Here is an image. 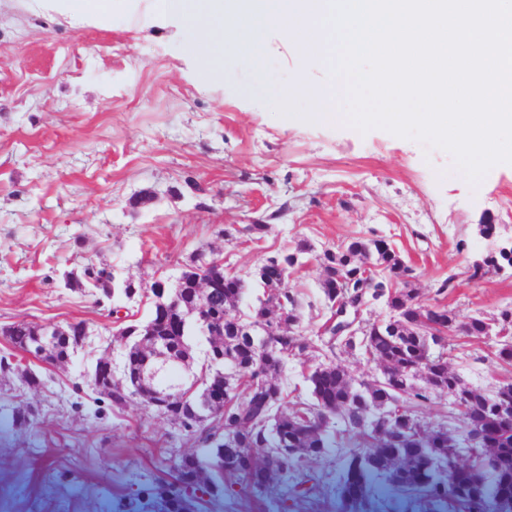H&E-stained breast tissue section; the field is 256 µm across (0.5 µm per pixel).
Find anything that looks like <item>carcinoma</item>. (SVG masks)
<instances>
[{"mask_svg":"<svg viewBox=\"0 0 512 512\" xmlns=\"http://www.w3.org/2000/svg\"><path fill=\"white\" fill-rule=\"evenodd\" d=\"M296 254L288 251L267 258L268 273L257 282L269 292L278 288V294L288 310V321L299 322L296 299L288 289L286 279L293 272ZM512 268V259L498 253H489L480 262L469 267V278L483 279L491 271ZM412 269L383 239L348 242L334 251L324 252L322 292L325 301L338 298L348 305L365 302L369 297H387L393 319L374 325L363 336L361 348L367 358L382 362L395 379L386 385L367 390H355L345 369L338 364H321L311 375V402L285 414L283 426L294 440L297 474L288 486L289 498L294 500L313 493L319 478L306 471L302 463L324 456L336 446L342 450V473L336 488L339 512H492L503 489L512 493V444L496 452L486 451L482 466L476 470L469 492L458 498L448 497V484L439 472L448 465V450L459 447L468 435V428L486 422L482 400L486 392L467 387L471 406L461 428L440 426L421 430L417 409L432 401L434 391L451 388L448 377V353L431 352L430 345L447 346L445 336H423L419 332L422 306L409 288L397 284L411 277ZM115 287L121 293L123 281L103 276V269L87 264L81 275L69 280L68 288H85L91 293ZM243 288L229 282L212 289L209 309L224 316V353H233L243 366L241 376L247 378L248 394L241 406H233L224 418L209 426L194 427L192 433L198 443L208 448H224V474L206 473L199 458L186 455L181 459L174 481L140 487L133 497L142 512H198L196 491L203 489L210 495L224 497V475L234 476L240 469L242 455L247 448H270V431L258 422L265 408V399L271 394L283 396L278 378L285 363L275 353L267 361L271 377L266 379L249 367L248 348L251 337L234 334L236 324L230 320L232 310L241 301ZM468 337L486 335L488 319L471 317L462 323ZM33 339L32 327L20 321L13 324L11 343L20 348ZM279 348L300 356L315 345L285 331L278 337ZM404 393L409 418L400 427V435L382 437L381 442L370 441L369 426L377 420V408L384 405L395 389ZM335 409L345 427L356 432L359 442L348 447L334 440L316 424L320 405ZM423 431L429 441L412 439V432ZM363 486L359 502L347 496L351 484Z\"/></svg>","mask_w":512,"mask_h":512,"instance_id":"obj_1","label":"carcinoma"}]
</instances>
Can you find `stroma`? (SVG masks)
Here are the masks:
<instances>
[{
    "instance_id": "35a3bbf8",
    "label": "stroma",
    "mask_w": 512,
    "mask_h": 512,
    "mask_svg": "<svg viewBox=\"0 0 512 512\" xmlns=\"http://www.w3.org/2000/svg\"><path fill=\"white\" fill-rule=\"evenodd\" d=\"M268 87L243 51L202 68L198 36L137 11L70 20L40 0H0V330L19 321L84 322L93 351L125 344L109 301L61 287L87 263L142 288L128 302L136 322L152 307L154 281H175L200 253L246 274L266 258L306 245L288 279L299 331L318 342L330 315L320 255L355 238L385 239L413 270L425 305L460 320L512 308V268L470 280L472 262L512 236V164L470 183L453 157L419 141L347 121L305 122L275 111L292 73L330 79L325 62H303L285 46L264 61ZM150 195L148 204L134 199ZM493 222L496 232L479 234ZM264 225L261 233L250 232ZM451 289L438 294L446 277ZM495 337L448 339V365L485 392L512 383ZM93 351L62 366L16 349L0 333V512H126L133 490L170 478L175 456L199 451L194 436L139 399L116 408L87 373ZM322 359H287V396L309 400L307 375ZM42 380L35 392L23 374ZM30 413L11 424L14 408ZM336 452L309 460L319 490L288 512H337ZM208 512H274L285 486L253 492L224 479Z\"/></svg>"
}]
</instances>
